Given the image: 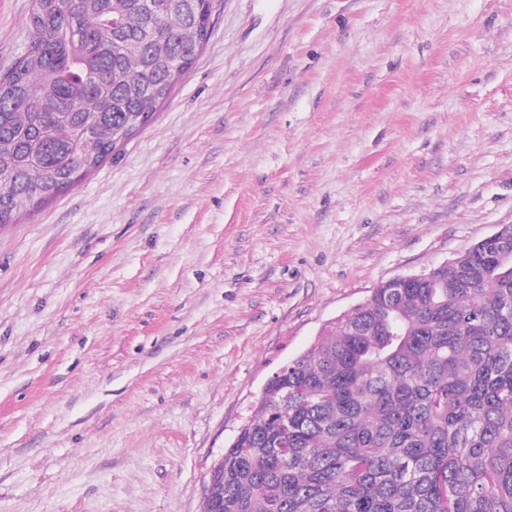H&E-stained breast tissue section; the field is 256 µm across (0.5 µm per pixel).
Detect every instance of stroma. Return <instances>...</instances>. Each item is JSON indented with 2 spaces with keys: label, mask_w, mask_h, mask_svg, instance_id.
I'll use <instances>...</instances> for the list:
<instances>
[{
  "label": "stroma",
  "mask_w": 512,
  "mask_h": 512,
  "mask_svg": "<svg viewBox=\"0 0 512 512\" xmlns=\"http://www.w3.org/2000/svg\"><path fill=\"white\" fill-rule=\"evenodd\" d=\"M502 224L512 0H215L149 123L0 225V512H202L279 366Z\"/></svg>",
  "instance_id": "1"
}]
</instances>
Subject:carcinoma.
Instances as JSON below:
<instances>
[{"mask_svg":"<svg viewBox=\"0 0 512 512\" xmlns=\"http://www.w3.org/2000/svg\"><path fill=\"white\" fill-rule=\"evenodd\" d=\"M211 0H32L0 73V224L73 187L194 62ZM224 512H512V226L384 283L272 379Z\"/></svg>","mask_w":512,"mask_h":512,"instance_id":"cac0c4a2","label":"carcinoma"}]
</instances>
